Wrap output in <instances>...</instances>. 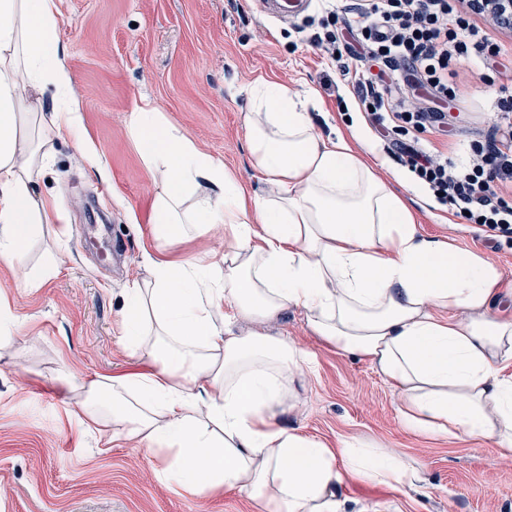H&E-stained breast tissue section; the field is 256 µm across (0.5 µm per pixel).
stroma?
Here are the masks:
<instances>
[{
	"label": "stroma",
	"mask_w": 512,
	"mask_h": 512,
	"mask_svg": "<svg viewBox=\"0 0 512 512\" xmlns=\"http://www.w3.org/2000/svg\"><path fill=\"white\" fill-rule=\"evenodd\" d=\"M331 4L340 10L346 0H311L288 18L273 13L268 0H60L58 44L103 165L83 158L78 139L56 141L38 189L69 221L43 225L24 268L0 264V300L15 317L10 341L0 343V512H257L235 491L193 495L161 483L153 458L111 440L107 425H87L82 397L63 381L68 374L82 384L147 369L119 330L126 286L148 276L142 249L150 242L154 177L126 133L141 97L260 191L242 124L247 90L261 80L287 85L310 98L322 137L350 131L356 151L384 157L381 175L397 193H409L420 235L486 256L512 284V240L486 242L426 190L410 193L394 181L404 164L384 151L354 95L365 66L353 62L341 71L312 40ZM474 22L501 53L452 63L449 133L421 135L424 146L458 163L493 133L500 88H512V29L479 16ZM49 259L56 276L41 288L25 287V271ZM268 331L310 354L305 386L284 424L331 448L355 436L398 449L427 478L423 490L406 494L349 483L350 512H512V460H498L493 444L406 432L389 385L367 361L314 336L297 310Z\"/></svg>",
	"instance_id": "1"
}]
</instances>
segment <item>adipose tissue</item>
Returning <instances> with one entry per match:
<instances>
[{"label": "adipose tissue", "instance_id": "ef3b65f1", "mask_svg": "<svg viewBox=\"0 0 512 512\" xmlns=\"http://www.w3.org/2000/svg\"><path fill=\"white\" fill-rule=\"evenodd\" d=\"M58 15V0H0V263L10 267L61 220L35 186L51 139L82 127ZM307 106L284 84L250 89L244 126L262 194L156 103L131 112L128 134L158 175L150 222L161 250L144 252L150 278L127 289L120 325L152 370L91 382L104 401L84 409L155 458L160 481L191 494L235 490L259 512H346L348 482L406 493L424 481L403 453L356 441L330 448L282 423L308 354L261 326L291 309L369 361L404 429L491 442L512 459V320L490 311L500 269L421 236L408 200L380 178L382 160L344 136L323 139ZM215 224L227 235L223 255H163ZM227 304L235 320L217 321Z\"/></svg>", "mask_w": 512, "mask_h": 512}]
</instances>
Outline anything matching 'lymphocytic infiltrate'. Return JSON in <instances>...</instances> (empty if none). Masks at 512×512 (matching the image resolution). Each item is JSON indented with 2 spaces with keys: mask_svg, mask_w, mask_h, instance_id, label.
I'll use <instances>...</instances> for the list:
<instances>
[{
  "mask_svg": "<svg viewBox=\"0 0 512 512\" xmlns=\"http://www.w3.org/2000/svg\"><path fill=\"white\" fill-rule=\"evenodd\" d=\"M484 0H351L345 13L355 22L331 16L314 42L336 62L350 57L404 70L407 93L393 94L384 74L358 82L355 93L378 137L406 158V165L435 201L468 215L470 223L496 237L512 238V205L502 197L512 190V125L490 135L462 165L419 144L420 133L448 128V85L454 57L469 50L489 57L500 48L473 22L489 12Z\"/></svg>",
  "mask_w": 512,
  "mask_h": 512,
  "instance_id": "1",
  "label": "lymphocytic infiltrate"
}]
</instances>
